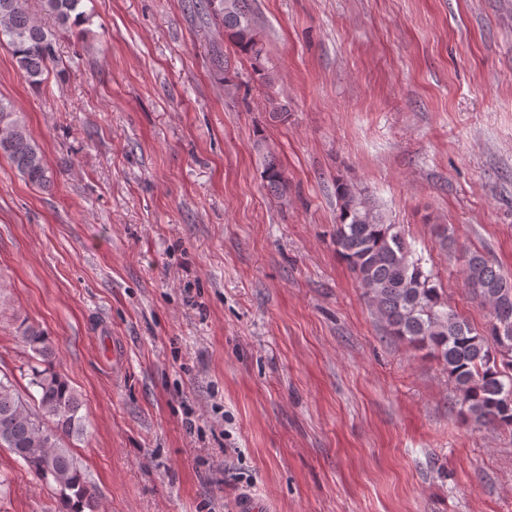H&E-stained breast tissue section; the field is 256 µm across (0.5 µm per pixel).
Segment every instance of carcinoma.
<instances>
[{
  "instance_id": "1",
  "label": "carcinoma",
  "mask_w": 512,
  "mask_h": 512,
  "mask_svg": "<svg viewBox=\"0 0 512 512\" xmlns=\"http://www.w3.org/2000/svg\"><path fill=\"white\" fill-rule=\"evenodd\" d=\"M81 0H41L60 25L82 22ZM193 6L224 23L225 34L251 61L258 80L270 82L264 47L254 27L250 0H196ZM17 68L40 86L57 62L55 33L38 24L26 0H0V44ZM262 158L267 190L279 197L288 179L264 140ZM0 155L29 182H49L44 157L12 104L0 98ZM340 201L335 243L388 335L427 349L454 385L458 413L477 427L512 432V277L484 253L465 250L463 275L471 296L489 306L490 320L479 330L453 311L438 288L437 274L413 249L396 224H387L368 198L346 182L336 183ZM23 339L31 351L24 376L37 402L29 407L13 380L0 377V447L53 487L64 512H94L96 489L65 440L83 435L80 401L53 364L54 348L44 331L28 325Z\"/></svg>"
}]
</instances>
